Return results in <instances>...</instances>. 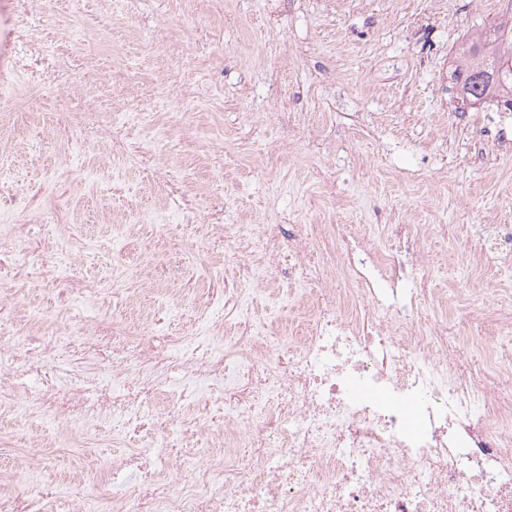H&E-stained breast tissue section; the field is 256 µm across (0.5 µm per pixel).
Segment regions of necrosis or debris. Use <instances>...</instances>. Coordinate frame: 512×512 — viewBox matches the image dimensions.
Listing matches in <instances>:
<instances>
[{
    "instance_id": "4bbe7bcc",
    "label": "necrosis or debris",
    "mask_w": 512,
    "mask_h": 512,
    "mask_svg": "<svg viewBox=\"0 0 512 512\" xmlns=\"http://www.w3.org/2000/svg\"><path fill=\"white\" fill-rule=\"evenodd\" d=\"M11 20L0 61V112L17 106L19 75L41 70L57 81L82 43H59L34 17L32 0H0ZM0 168V212L16 219L0 234V251L31 263L64 258L71 236L49 234L30 249L31 207ZM194 245L220 241L237 262L238 281L204 302L202 334L192 341H152L154 324L137 333L88 336L85 322L30 346L27 330L0 323V405L47 412L48 390L86 429L110 418L140 431L150 396L185 383L177 418L155 429L153 447L131 448L112 463L113 477L135 483L112 512H512V372L477 373L471 352L441 321H426L429 270L414 250L368 249L341 224H314L280 240L258 224H199ZM308 288L311 328L293 336L288 354L268 348L250 325L216 348L222 323L212 313L239 308L272 270ZM347 282L337 290L333 281ZM61 349L91 351L109 375L87 373L79 389L58 375L24 391L25 373L46 372ZM223 424L186 420L198 406ZM207 434L203 463H173L171 450ZM245 455H238V447Z\"/></svg>"
}]
</instances>
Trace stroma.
I'll use <instances>...</instances> for the list:
<instances>
[{
    "label": "stroma",
    "mask_w": 512,
    "mask_h": 512,
    "mask_svg": "<svg viewBox=\"0 0 512 512\" xmlns=\"http://www.w3.org/2000/svg\"><path fill=\"white\" fill-rule=\"evenodd\" d=\"M129 9L127 24L115 25L104 0H88L76 27L106 40L108 52L87 44L69 83L0 118V157L17 190L34 196L35 232L76 238V280L123 274L120 289L102 286L82 305L86 319L136 330L159 316L160 345L197 335L196 299L222 291L238 270L220 250L168 234L160 214L178 222L193 206L199 221L268 224L280 236L304 224H356L375 249L388 244L386 224L410 225V243L433 269L423 312L452 334L467 303L512 290V254L490 252L500 225H512V114L487 103L458 111L451 78L460 42L511 16L507 0H131ZM148 29L164 48L146 50L139 34ZM118 112L144 118L122 124L109 157L87 158L125 186L100 197L70 165L65 131H95ZM147 139L150 162L136 150ZM274 147L287 154L272 167L264 154ZM9 268L14 323L40 318L48 336L71 326L45 269ZM269 287L286 298L255 288L249 318L282 352L307 323L309 293L282 275ZM475 332V363L512 369L492 318ZM152 445L148 432L127 438L110 421L88 433L0 407V496L50 486L56 512H82L68 468H92L98 481L87 496L109 495L112 459Z\"/></svg>",
    "instance_id": "obj_1"
}]
</instances>
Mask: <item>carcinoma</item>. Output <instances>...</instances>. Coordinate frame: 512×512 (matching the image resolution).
Here are the masks:
<instances>
[{"label": "carcinoma", "instance_id": "1", "mask_svg": "<svg viewBox=\"0 0 512 512\" xmlns=\"http://www.w3.org/2000/svg\"><path fill=\"white\" fill-rule=\"evenodd\" d=\"M498 30L496 38L476 36L462 43L453 77L458 97L480 98L485 103L501 97L512 107V66L500 73L492 68L494 63L512 62V17L499 23Z\"/></svg>", "mask_w": 512, "mask_h": 512}]
</instances>
